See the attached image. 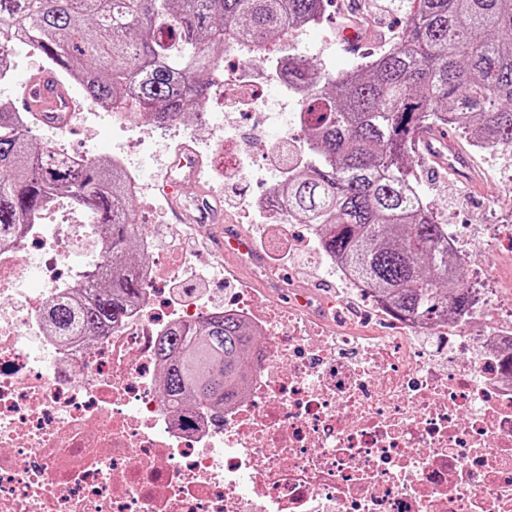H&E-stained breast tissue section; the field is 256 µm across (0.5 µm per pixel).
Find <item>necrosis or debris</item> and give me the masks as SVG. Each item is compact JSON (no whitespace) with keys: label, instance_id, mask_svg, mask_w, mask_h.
<instances>
[{"label":"necrosis or debris","instance_id":"1","mask_svg":"<svg viewBox=\"0 0 512 512\" xmlns=\"http://www.w3.org/2000/svg\"><path fill=\"white\" fill-rule=\"evenodd\" d=\"M272 49L225 46L226 129L304 126L288 57ZM208 147L217 196L248 170L231 139ZM62 208L0 247V512H512V306L481 296L456 319L389 316L390 332L364 345L354 327L312 328L243 287L225 311L256 331L248 391L223 421L201 412L184 427L163 403L154 344L212 309L156 304L153 285L162 267L220 277L222 258L167 266L140 225L139 299L107 335L62 342L44 309L103 256L96 227ZM244 208L280 243L299 221L262 196ZM419 337L447 348V367Z\"/></svg>","mask_w":512,"mask_h":512}]
</instances>
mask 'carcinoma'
<instances>
[{"mask_svg":"<svg viewBox=\"0 0 512 512\" xmlns=\"http://www.w3.org/2000/svg\"><path fill=\"white\" fill-rule=\"evenodd\" d=\"M322 0H0V77L22 46L84 99L165 124L209 94L205 75L224 45L276 36L321 17ZM288 81L304 92L307 158L288 159L283 202L322 226L325 252L345 262L397 317L424 318L472 305V288L450 262L448 225L434 220L411 180L410 145L428 125L456 126L472 145L512 150V0H415L400 41L367 67L340 75L293 57ZM0 106V245L37 219L53 196L83 211L102 233L110 262L86 276L83 296L45 310L63 341L105 332L142 288L125 259L137 236L124 172L107 161L73 164L29 143ZM251 334L230 314L178 327L155 346L162 399L183 423L193 410L224 412L241 396Z\"/></svg>","mask_w":512,"mask_h":512,"instance_id":"carcinoma-1","label":"carcinoma"}]
</instances>
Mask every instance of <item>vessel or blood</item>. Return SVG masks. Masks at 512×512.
<instances>
[{
  "instance_id": "1",
  "label": "vessel or blood",
  "mask_w": 512,
  "mask_h": 512,
  "mask_svg": "<svg viewBox=\"0 0 512 512\" xmlns=\"http://www.w3.org/2000/svg\"><path fill=\"white\" fill-rule=\"evenodd\" d=\"M17 103L22 111L32 113L38 121L55 125L67 122L76 104L60 85L53 72L39 70L20 82ZM197 159L190 149L177 153L169 165L168 191L172 196L171 215L177 224H220L224 221L221 211L209 207L204 198L191 201L181 200L179 189L184 182L193 180ZM212 246L229 255L250 250L251 244L240 230L224 228L223 232L212 235Z\"/></svg>"
}]
</instances>
